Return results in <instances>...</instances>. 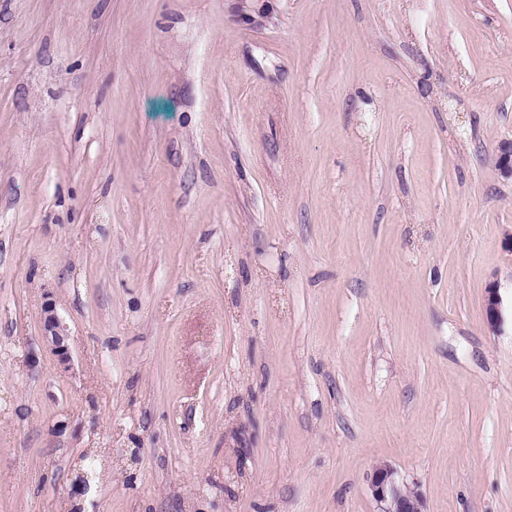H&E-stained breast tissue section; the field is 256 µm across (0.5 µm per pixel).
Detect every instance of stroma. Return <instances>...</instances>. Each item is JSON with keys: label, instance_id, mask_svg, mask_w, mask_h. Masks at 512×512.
Here are the masks:
<instances>
[{"label": "stroma", "instance_id": "1", "mask_svg": "<svg viewBox=\"0 0 512 512\" xmlns=\"http://www.w3.org/2000/svg\"><path fill=\"white\" fill-rule=\"evenodd\" d=\"M505 139L512 0H0V512H512ZM42 327L44 343L66 371L71 362L69 348L65 344L67 329L52 304L45 306ZM371 496L376 502V512H424L420 492L386 462L372 466L367 475Z\"/></svg>", "mask_w": 512, "mask_h": 512}]
</instances>
